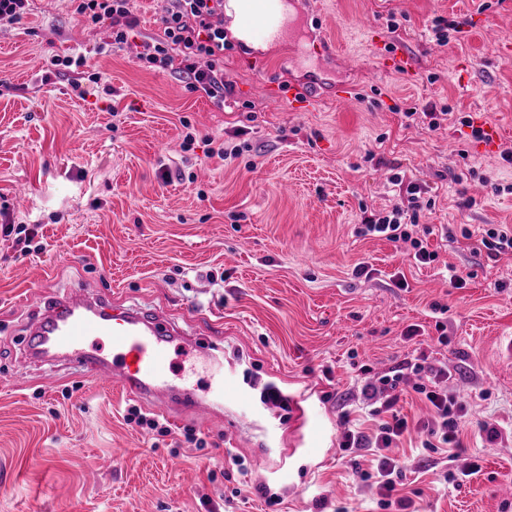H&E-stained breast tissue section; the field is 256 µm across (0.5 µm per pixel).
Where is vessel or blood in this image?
<instances>
[{
	"label": "vessel or blood",
	"mask_w": 512,
	"mask_h": 512,
	"mask_svg": "<svg viewBox=\"0 0 512 512\" xmlns=\"http://www.w3.org/2000/svg\"><path fill=\"white\" fill-rule=\"evenodd\" d=\"M305 2L236 0L233 17L237 43L277 44L294 59L337 58L338 47L330 37H321L318 45L311 47L301 37L287 36V14L301 11ZM31 334L36 338L34 356L78 365L82 375L138 398L172 422L186 416L203 420L218 414L224 405V382L220 379L202 397L189 384L181 394L169 393V345L177 334L176 328L150 313L131 309L107 313L90 286L70 289L49 302L44 313L32 322ZM93 336L109 338L110 357L100 356L90 345Z\"/></svg>",
	"instance_id": "vessel-or-blood-1"
}]
</instances>
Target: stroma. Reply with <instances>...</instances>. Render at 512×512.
<instances>
[{"label": "stroma", "instance_id": "stroma-1", "mask_svg": "<svg viewBox=\"0 0 512 512\" xmlns=\"http://www.w3.org/2000/svg\"><path fill=\"white\" fill-rule=\"evenodd\" d=\"M164 7L135 0L139 25L115 52L106 27L77 23L67 0H33L0 27V79L14 86L0 97V226L37 228L27 254L0 233V512H382L363 477L369 457L337 447L341 415L371 432L361 371L423 356L447 367L467 411L464 454L481 470L449 480L456 463L405 440L399 495L419 512H512V253L478 246L489 225L512 227V58L500 53L512 46V0H309L342 45L338 64L233 46L221 108L137 64ZM438 17L464 24L444 45L429 33ZM370 32L392 68L379 67ZM52 55L84 56L100 83L78 97L69 75L47 76ZM310 75L325 83L311 109L286 96ZM340 84L348 100L335 99ZM430 106L437 130L404 116ZM210 139L244 150L211 157ZM395 175L433 201L420 221L431 264L355 233L363 210L405 205ZM361 264L370 276H356ZM80 284L114 310L167 315L190 339L177 367L211 352L193 384L220 374L241 397L154 445L125 423L118 390L64 361L24 363L33 313ZM411 326L418 336L406 337ZM269 385L305 395L304 425L291 407L266 411ZM189 429L205 447L186 443ZM232 454L250 486L237 498L224 478Z\"/></svg>", "mask_w": 512, "mask_h": 512}]
</instances>
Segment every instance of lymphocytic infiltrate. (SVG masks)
Listing matches in <instances>:
<instances>
[{"instance_id":"lymphocytic-infiltrate-1","label":"lymphocytic infiltrate","mask_w":512,"mask_h":512,"mask_svg":"<svg viewBox=\"0 0 512 512\" xmlns=\"http://www.w3.org/2000/svg\"><path fill=\"white\" fill-rule=\"evenodd\" d=\"M161 17V32L145 40L138 55L141 63L154 70L173 71L185 76L189 91L203 92L216 103H223L232 87L224 80V52L230 44L224 35V0H166ZM76 19L106 26L109 30V48L122 49L137 26L130 0H70ZM406 207L393 208L385 214L366 212L357 228L358 235L382 237L393 243L404 244L415 263L427 265L437 258L436 252L419 236L417 226L423 211L431 203L422 195L418 184L406 188ZM421 376L414 390L423 394L433 408V416L424 425L429 435L424 447L456 448L460 445L459 427L464 406L458 398L441 389L447 378L445 367L404 361L392 367L376 380L362 388L367 400L378 403L380 411L389 415L373 434L345 430L339 444L342 451L371 452L376 459L373 471L375 484L380 490L381 507H396L397 512H409L413 505L410 497H395L397 481L401 477L398 462L386 451L396 444L409 429L407 420L396 414L394 407L400 399V384L408 374Z\"/></svg>"}]
</instances>
